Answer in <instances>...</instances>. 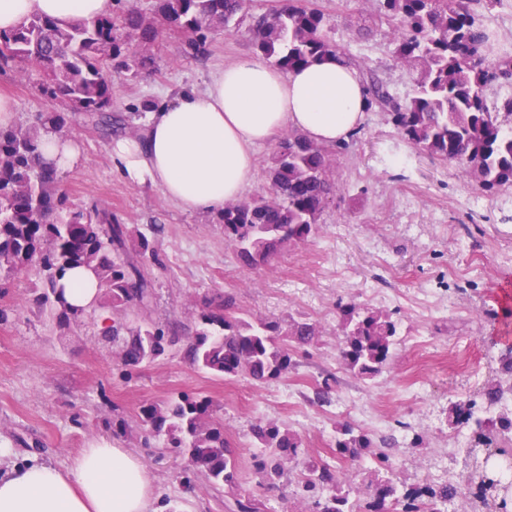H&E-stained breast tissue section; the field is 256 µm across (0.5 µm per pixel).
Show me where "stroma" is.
<instances>
[{"label":"stroma","mask_w":512,"mask_h":512,"mask_svg":"<svg viewBox=\"0 0 512 512\" xmlns=\"http://www.w3.org/2000/svg\"><path fill=\"white\" fill-rule=\"evenodd\" d=\"M327 20L329 36L358 64L360 75L378 79L397 98L411 91L417 71L394 63L391 27L379 19L377 0H308ZM267 0H248L245 11L214 33L203 52L190 54L186 35L163 34L152 47L151 69L115 75L114 113L137 123L146 102L157 103L182 91L202 89L212 73L236 57L253 54L250 28ZM36 71L0 72V93L13 99L16 121L32 122L41 112H60L61 102L44 97ZM79 154L60 172V186L78 208L97 206L129 227L155 239L164 270L155 272L151 317L175 330L190 326L197 304L217 290L235 295L251 318L316 321L323 329L316 346L295 357L288 376L257 383L240 376L225 380L191 366L179 351L120 374L112 349L101 341L104 321L85 317L70 330L29 301L38 287L28 271L0 290V471L46 463L65 470L83 450L103 443L141 457L155 484L149 512H235V501L252 497L259 512H296L293 485L259 486L251 471L257 418L284 424L303 440L302 456L334 463L330 448L336 422L360 425L359 409L382 418L388 428L423 417L420 448H397L395 478L418 482L431 460L450 447L456 434L448 425V404L472 395L489 377L501 337H512V189L479 194L454 165L411 151L379 109L367 111L336 165L345 189L324 211L318 234L285 248L261 271L240 266L224 241L215 214L191 213L151 185L128 181L112 157V141L73 115L69 129ZM410 162L388 161L392 150ZM481 207L468 210L467 196ZM414 205L405 208L404 197ZM396 295L400 313L397 354L373 380L362 382L336 363L337 303H371L373 289ZM433 289L446 312L425 311L423 289ZM423 333L426 345L414 343ZM482 367L472 378L470 364ZM337 382L325 401L315 387L326 375ZM423 377L426 396L407 400L408 381ZM194 391L210 397L224 420V435L239 462L236 487H213L189 475L185 460L146 448L136 414L172 393ZM129 423L125 436L112 434V420Z\"/></svg>","instance_id":"1"}]
</instances>
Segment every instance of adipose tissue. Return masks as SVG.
<instances>
[{"mask_svg": "<svg viewBox=\"0 0 512 512\" xmlns=\"http://www.w3.org/2000/svg\"><path fill=\"white\" fill-rule=\"evenodd\" d=\"M113 0H0V30L41 15L66 23L111 14ZM366 89L357 71L327 56L284 71L242 55L205 87L152 106L142 128L113 141L132 181L183 210L220 212L256 176L255 151L292 129L321 144L347 141L363 124ZM153 479L126 449L87 448L68 471L28 464L0 474V512H148Z\"/></svg>", "mask_w": 512, "mask_h": 512, "instance_id": "ef3b65f1", "label": "adipose tissue"}]
</instances>
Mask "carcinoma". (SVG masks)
Segmentation results:
<instances>
[{
    "instance_id": "cac0c4a2",
    "label": "carcinoma",
    "mask_w": 512,
    "mask_h": 512,
    "mask_svg": "<svg viewBox=\"0 0 512 512\" xmlns=\"http://www.w3.org/2000/svg\"><path fill=\"white\" fill-rule=\"evenodd\" d=\"M116 9L97 19L62 24L32 16L0 32V69H34L40 90L69 112H41L28 125L0 127V288L35 269L42 287L31 304L50 312L60 327L82 322L88 314L64 301L60 280L75 266L92 270L115 319L102 338L112 344L115 363L130 371L180 346L192 366L214 376L248 377L267 382L288 375L294 356L315 343L321 326L307 320L245 317L236 297L221 292L200 300L197 320L184 336L148 318L153 301L150 270L163 268L155 241L96 208L73 209L61 189L58 170L42 156V138L66 135L69 113L107 135L128 123L112 114V73L139 70L165 30L190 38L198 51L209 35L226 27L246 0H154L150 13L115 0ZM496 0H379L381 15L393 29L396 63L418 71L409 95L400 100L383 84L367 83L368 108H378L400 138L422 154L453 164L462 177L487 194L512 187V97L490 101L486 89L512 79V57L490 64L491 36L471 5ZM252 45L282 70H292L324 55L355 61L328 35L324 14L305 0H288L263 14L251 27ZM346 143L321 145L290 131L283 136L269 168L272 199L237 201L217 213L224 240L241 266L259 271L283 248L307 241L320 227L330 198L342 192L334 177L335 160ZM342 367L358 379L374 378L392 361L400 321L394 312L347 303L337 306ZM496 378L473 396L448 404V424L469 429L474 470L492 478L494 488L458 473L459 483L474 485L471 512H512V482L492 476L480 449L512 445V342L505 340L496 359ZM143 444L163 439V449L184 457L188 467L216 486L238 483V456L224 437V421L214 418L213 401L179 392L161 404L141 407ZM260 453L252 456L257 483L274 487L295 467L302 512H447L453 483L397 485L395 435L375 437L345 421L336 422V461L361 467L367 459L366 491L350 490V475L325 463L299 462L301 437L260 418L252 425Z\"/></svg>"
}]
</instances>
